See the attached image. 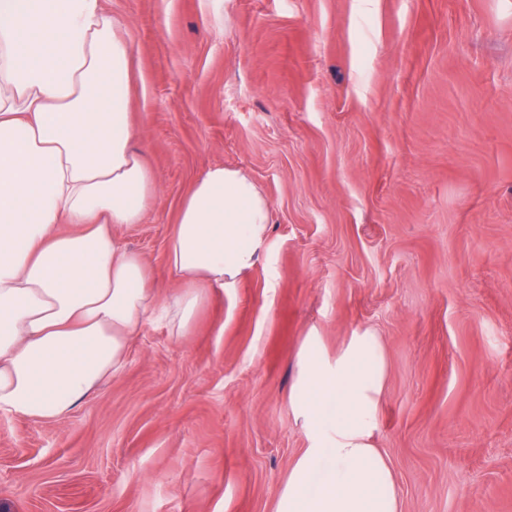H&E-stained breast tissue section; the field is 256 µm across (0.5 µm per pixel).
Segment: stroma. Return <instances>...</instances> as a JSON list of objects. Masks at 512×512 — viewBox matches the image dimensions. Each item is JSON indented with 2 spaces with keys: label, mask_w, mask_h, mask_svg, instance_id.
<instances>
[{
  "label": "stroma",
  "mask_w": 512,
  "mask_h": 512,
  "mask_svg": "<svg viewBox=\"0 0 512 512\" xmlns=\"http://www.w3.org/2000/svg\"><path fill=\"white\" fill-rule=\"evenodd\" d=\"M158 193L120 235L155 273L193 183L238 167L266 252L183 336L147 325L57 422L0 416V512H275L317 329L385 345L376 446L402 512H512V0H106Z\"/></svg>",
  "instance_id": "stroma-1"
}]
</instances>
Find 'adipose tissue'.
I'll return each instance as SVG.
<instances>
[{"label":"adipose tissue","mask_w":512,"mask_h":512,"mask_svg":"<svg viewBox=\"0 0 512 512\" xmlns=\"http://www.w3.org/2000/svg\"><path fill=\"white\" fill-rule=\"evenodd\" d=\"M120 27L103 0H0V415L65 418L122 369L148 323L185 335L266 243L269 199L224 165L179 208L168 296L116 235L157 193L128 112L133 51ZM387 372L371 330L333 356L317 332L304 337L290 404L307 446L277 512H401L374 444Z\"/></svg>","instance_id":"1"}]
</instances>
